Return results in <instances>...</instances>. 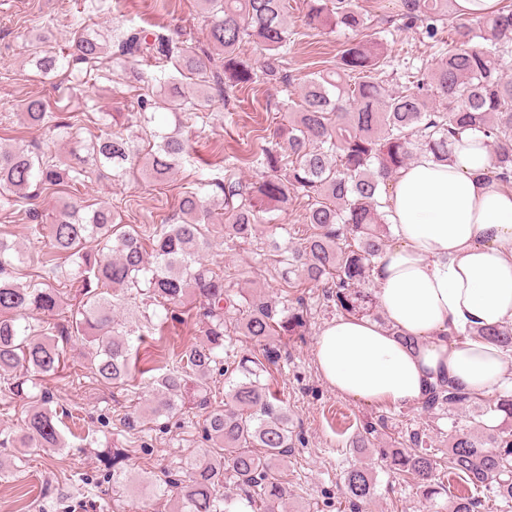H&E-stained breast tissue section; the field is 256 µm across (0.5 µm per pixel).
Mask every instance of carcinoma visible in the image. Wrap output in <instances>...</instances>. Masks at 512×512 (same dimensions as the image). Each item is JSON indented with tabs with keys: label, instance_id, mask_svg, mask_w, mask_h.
<instances>
[{
	"label": "carcinoma",
	"instance_id": "1",
	"mask_svg": "<svg viewBox=\"0 0 512 512\" xmlns=\"http://www.w3.org/2000/svg\"><path fill=\"white\" fill-rule=\"evenodd\" d=\"M396 16L406 29H419L435 45L450 28L453 37L441 48L435 67L424 73L411 68L389 71L391 61L374 50L375 20L354 8L352 0H309L305 23L311 28L332 26L360 35L342 50L334 71H318L301 86L298 109L288 123L273 130L272 145L261 149L254 163L261 177L247 185L230 177L204 181L224 197V223H212L211 200L194 191L179 202V220L164 224L145 248L134 229L116 232L117 212L101 203L81 215V206L65 202L47 225L50 251L38 259L42 286H22L13 280L22 250L0 237V377L3 395L32 397L41 381L55 373L62 350L43 326L29 322L39 312L62 314L64 288L78 287L83 296L69 309V322L83 336H92L95 352L90 369L96 379L123 385L134 375L150 374L155 396L148 417L174 415L183 405L205 411L203 456L185 460L186 479L174 483L147 476L139 485L158 492L176 489L175 512H275L288 494V481L277 463L293 448L288 406L261 382L266 365L281 358L280 336H301L307 325L298 289L307 282L324 288L323 300L340 315H374L373 259L390 237L381 196L388 181L422 153L448 160L450 139L473 129L491 139L490 181H512V80L502 76L500 61L512 53V4L481 20L464 19L454 0H394ZM208 22L207 40L214 50L189 49L183 42L142 27L115 35L113 55L126 63L154 60L157 74L135 73L146 85L133 104L135 118L150 121L148 113L162 100L171 112L196 111L207 100L185 95L180 76L197 75L224 103L256 79L254 68L241 57V47L255 44L263 51L261 72L268 82L288 81V0H202ZM106 55L105 44L83 29L68 49L35 58L37 69L48 75L87 76ZM407 82L393 91L390 83ZM27 124L48 139L71 142L69 156L32 155L0 147V205L33 201L37 190L76 184L105 171L118 183L130 173H141L157 183L166 181L186 161L180 127L151 132L154 149L142 152L129 137L112 131L111 123L93 140L74 137L75 124L47 111L32 99L23 107ZM305 200V229L296 245L266 235L276 257L284 287L281 300L262 292L237 288L228 271H215L201 262V253L214 238L233 247L259 238L264 214L288 213V204ZM65 254L70 267L59 263ZM147 292L165 314L155 324L143 316L148 329L163 332L168 320L195 313L203 325V339L185 345L165 371L141 369L133 355L132 330L115 321L113 311ZM191 310H183L187 297ZM477 335L512 349V327L482 328ZM243 335L262 345V356H224V342ZM227 380L229 392L222 409H208L200 389L215 375ZM484 399L438 383L422 402L430 414L438 411L485 408L503 415L507 426L484 431L478 427L454 431L448 456L423 451L424 438L409 435L407 448H369L361 434L356 453L368 450L390 459L400 476L411 475L426 494L444 491L440 475H462L474 490L489 488L502 501L512 502V394L503 393L488 404ZM59 416L37 405L27 411L22 445L48 452L67 447L58 428ZM124 455H112V485L129 482ZM376 482L372 469L356 458L343 475L341 495L349 512H361L372 499ZM474 495L456 498L451 512H479Z\"/></svg>",
	"mask_w": 512,
	"mask_h": 512
}]
</instances>
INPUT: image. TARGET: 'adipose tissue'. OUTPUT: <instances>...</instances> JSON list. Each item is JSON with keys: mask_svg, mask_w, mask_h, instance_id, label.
Here are the masks:
<instances>
[{"mask_svg": "<svg viewBox=\"0 0 512 512\" xmlns=\"http://www.w3.org/2000/svg\"><path fill=\"white\" fill-rule=\"evenodd\" d=\"M492 157L490 139L469 130L447 161L420 156L390 181L392 242L373 271L384 319L337 317L315 345L337 393L409 405L442 381L512 391V354L476 334L512 325V187L488 181Z\"/></svg>", "mask_w": 512, "mask_h": 512, "instance_id": "1", "label": "adipose tissue"}]
</instances>
